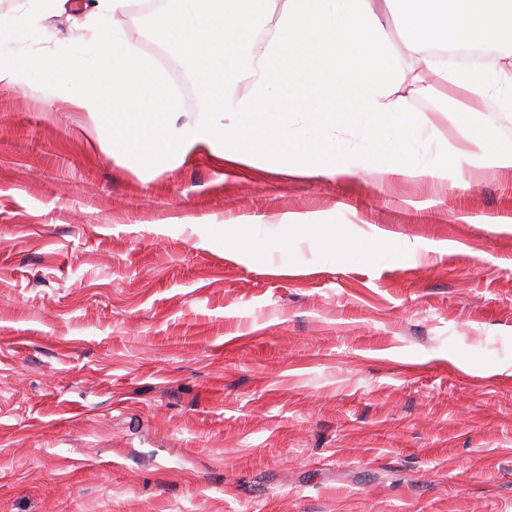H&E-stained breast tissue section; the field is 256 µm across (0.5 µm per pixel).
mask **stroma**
<instances>
[{
	"label": "stroma",
	"mask_w": 512,
	"mask_h": 512,
	"mask_svg": "<svg viewBox=\"0 0 512 512\" xmlns=\"http://www.w3.org/2000/svg\"><path fill=\"white\" fill-rule=\"evenodd\" d=\"M91 2L0 0V51L52 71ZM118 20L166 62L140 0ZM463 178L131 167L0 85V512H512V169ZM286 214L377 229L374 256L283 245ZM252 224H228L224 227V248L240 251L252 243Z\"/></svg>",
	"instance_id": "35a3bbf8"
}]
</instances>
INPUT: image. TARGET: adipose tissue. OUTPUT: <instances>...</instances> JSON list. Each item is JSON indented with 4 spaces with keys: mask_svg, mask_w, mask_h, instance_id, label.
Here are the masks:
<instances>
[{
    "mask_svg": "<svg viewBox=\"0 0 512 512\" xmlns=\"http://www.w3.org/2000/svg\"><path fill=\"white\" fill-rule=\"evenodd\" d=\"M130 0H97L95 35L61 43L53 74L0 54V83H39L53 99L95 115L113 155L172 169L204 148L225 170L247 163L313 178H350L378 162L379 173L465 187L462 172L491 156L512 168V147L462 128L456 144L420 153L433 129L408 108L409 95L447 88L450 111L478 114L489 97L512 111V79L496 68L467 76L436 62L452 28L473 43L512 51V0L490 11H449V0H170L150 17L153 36L198 90L193 121L177 125L181 97L166 65L115 35ZM401 16L417 73L404 80L384 15ZM273 26L256 39L260 21ZM170 63V64H171ZM437 86L424 84L423 73ZM247 83V95L236 93Z\"/></svg>",
    "mask_w": 512,
    "mask_h": 512,
    "instance_id": "ef3b65f1",
    "label": "adipose tissue"
}]
</instances>
